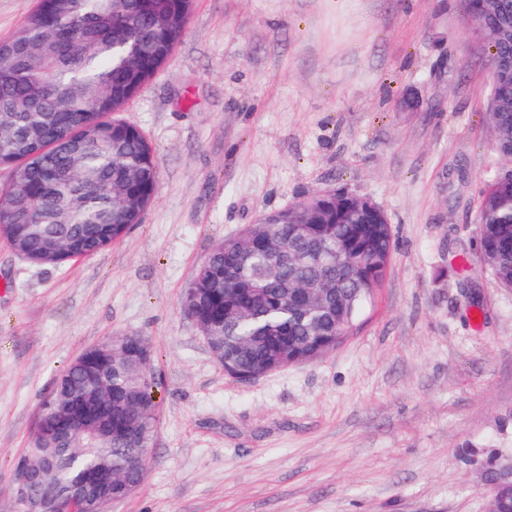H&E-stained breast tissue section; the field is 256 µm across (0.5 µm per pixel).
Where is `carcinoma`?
<instances>
[{"mask_svg":"<svg viewBox=\"0 0 512 512\" xmlns=\"http://www.w3.org/2000/svg\"><path fill=\"white\" fill-rule=\"evenodd\" d=\"M474 36L489 44L494 79L488 119L497 154L476 224L480 261L512 288V0H468ZM192 0H43L0 40V165L15 174L11 205L0 210V239L35 266H61L121 240L141 223L157 186L154 152L117 116L169 60ZM394 248L391 225L372 199L345 189L314 193L271 211L220 241L204 258L182 299L183 311L209 340L215 359L237 379L282 369L288 351L338 347L341 330L359 325L363 297L380 287ZM329 250L339 262L318 264ZM300 288H322L303 306ZM139 336H114L112 370L103 357L72 360L42 401L36 423L53 437L30 435L21 454L35 468L55 461L60 494L86 470L106 465L137 479L158 424L155 371L135 353ZM85 399L100 404V423L73 422Z\"/></svg>","mask_w":512,"mask_h":512,"instance_id":"1","label":"carcinoma"}]
</instances>
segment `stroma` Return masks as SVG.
I'll list each match as a JSON object with an SVG mask.
<instances>
[{
    "mask_svg": "<svg viewBox=\"0 0 512 512\" xmlns=\"http://www.w3.org/2000/svg\"><path fill=\"white\" fill-rule=\"evenodd\" d=\"M473 28L467 0H193L121 113L155 150L141 223L56 268L0 240V512L54 379L122 335L152 348L158 425L112 512H486L480 469L512 454V288L474 234L503 162ZM338 188L388 217L382 287L338 349L238 381L184 292L260 212Z\"/></svg>",
    "mask_w": 512,
    "mask_h": 512,
    "instance_id": "obj_1",
    "label": "stroma"
}]
</instances>
